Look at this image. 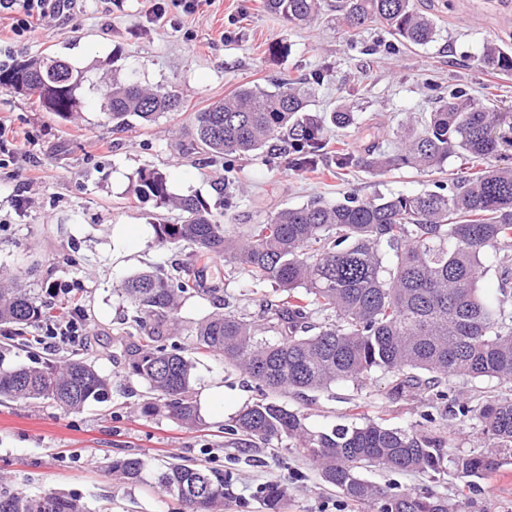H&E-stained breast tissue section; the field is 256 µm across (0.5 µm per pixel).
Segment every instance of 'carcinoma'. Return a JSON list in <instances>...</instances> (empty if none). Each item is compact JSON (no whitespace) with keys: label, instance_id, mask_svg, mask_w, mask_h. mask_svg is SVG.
Wrapping results in <instances>:
<instances>
[{"label":"carcinoma","instance_id":"carcinoma-1","mask_svg":"<svg viewBox=\"0 0 512 512\" xmlns=\"http://www.w3.org/2000/svg\"><path fill=\"white\" fill-rule=\"evenodd\" d=\"M267 9L290 24L318 19L322 0H265ZM339 21L355 31L382 25L404 46L433 41V18L416 10L412 0H338ZM482 66L512 74V54L498 42L484 44ZM62 84L45 87L46 60L0 70V80L19 73L33 80L21 95L37 97L41 106L64 120L80 110L79 90L85 72L61 65ZM320 81H295L275 92L241 88L224 101L194 115V143L224 159L233 170L237 157L263 148L305 169L322 161L327 142L322 125L307 114ZM100 109L117 129L154 121L180 108L179 95L166 87L143 88L134 81H104ZM494 113L465 93L452 94L425 116L423 128L409 129L389 156L375 149L355 157L336 152L339 170L383 172L402 166L437 173L436 190L416 194L377 193L340 202L314 199L302 207L278 211L263 224L251 225L242 240L226 237L224 225L197 197L175 198L166 176L156 170L138 173L135 193L157 207L173 206L181 220L154 225L163 243H184L191 265L173 274L140 272L121 284L133 307L130 327L138 342L125 352L131 373L144 380L154 397L141 406L145 418L161 410L189 426L201 424L193 400L192 361L182 347L165 344L177 334L175 314L191 291L203 292V269L196 262L222 255L242 268L255 287L271 285L263 327L245 317L216 312L195 328L194 349L217 354L224 364L243 370L263 398L231 418L230 430L254 444L285 439L296 442L320 471L322 481L348 500L378 507V512H459L432 493L389 494L364 478L362 470L381 466L393 471L442 468L445 440L417 429H402L364 419L312 431L306 417L273 400L289 390L324 391L342 381H360L380 371L390 377V394L403 398L443 386L455 377L494 379L512 390V167L490 163L497 151L492 136ZM453 155L478 166L448 177ZM393 251L386 259L382 246ZM493 254L501 270L503 299L494 304L479 293L483 258ZM323 317L319 323L313 316ZM44 317L20 280L0 283V323L17 331ZM109 381L82 359L61 365L0 366V396L9 400H48L67 412L104 396ZM458 413L477 419L493 440L494 450L459 457L457 476L470 482L501 466L512 455V401L490 400L461 405ZM147 462L130 453L115 457L108 468L131 483L145 481ZM154 484L182 502L188 512H222L230 495L224 471L185 461L167 463ZM284 498L277 483L264 488L266 512H280ZM0 512H83L80 503L59 492L26 495L0 486Z\"/></svg>","mask_w":512,"mask_h":512}]
</instances>
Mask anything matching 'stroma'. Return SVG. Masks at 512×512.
Masks as SVG:
<instances>
[{
  "instance_id": "35a3bbf8",
  "label": "stroma",
  "mask_w": 512,
  "mask_h": 512,
  "mask_svg": "<svg viewBox=\"0 0 512 512\" xmlns=\"http://www.w3.org/2000/svg\"><path fill=\"white\" fill-rule=\"evenodd\" d=\"M154 0H74L48 29L16 37L10 16L0 17V68L46 56L65 60L88 76L81 108L71 122L43 110L36 97L0 89V120L29 133L31 154L41 160V179L28 181L29 157H18L10 173H0V269L18 276L49 315L61 305L50 286L71 289L84 310L89 333L77 343L26 346L0 325V363L10 367L76 356L111 380L104 398L81 411L63 412L48 401L0 404V484L36 495L54 490L70 495L85 512H186L153 482L126 483L104 464L129 452L150 468L178 458L218 468L231 477L224 512H266L263 489L281 483V512H370L325 486L316 467L293 443L251 447L225 426L260 397L254 382L211 355L193 350L197 323L219 308L263 319V299L271 287H253L246 274L222 257L206 259L205 293L185 296L178 316L179 343L194 360V395L221 390L201 410V427L191 428L160 414L142 418L138 408L147 384L129 372L124 351L132 342L124 317L131 309L118 294L124 279L143 271H169L189 262L177 244L130 241L123 258L112 257V227L177 221L178 211L159 210L134 192L143 169L162 172L172 193L196 196L210 206L228 234L239 237L250 225L266 222L285 207L314 197L336 201L354 193H416L433 187L434 177L409 169L369 173L338 170L336 148L361 155L370 147L395 152V132L417 124L440 97L462 90L499 116L494 132L500 146L493 159L512 165V75L496 74L479 62L482 45L494 39L512 48V0H414L435 21L433 42L407 48L373 26L349 33L338 24L336 0L305 26L286 25L268 12L264 0H208L194 12L169 9L150 22ZM323 73L310 113L320 118L327 149L318 168L293 169L288 158L259 150L240 157L233 173L221 160L190 150L193 117L241 87L276 90L278 80ZM132 79L146 87L176 90L179 111L116 133L100 110L94 82ZM350 105L354 120L337 128L330 116ZM24 196L23 210L15 199ZM389 380L376 372L361 383L339 382L324 392L280 394L279 402L301 411L307 426L324 431L350 423L354 406L367 418L408 428L421 426L444 437L440 473H395L373 466L366 479L397 493H435L466 512H512V457L491 474L464 487L454 472L456 457L487 446L478 421L452 415L434 392L396 399Z\"/></svg>"
}]
</instances>
